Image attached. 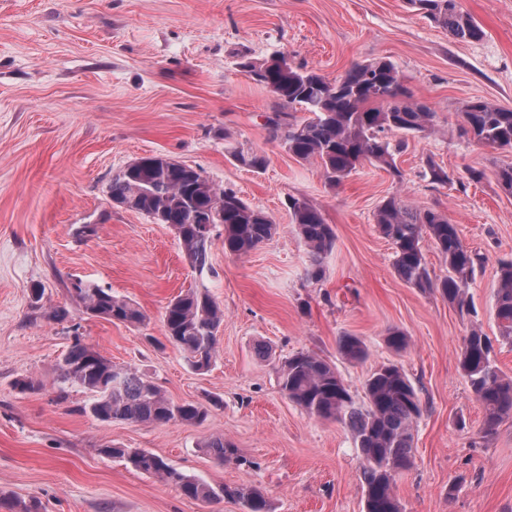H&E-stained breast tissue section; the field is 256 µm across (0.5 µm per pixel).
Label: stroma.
I'll list each match as a JSON object with an SVG mask.
<instances>
[{
    "label": "stroma",
    "instance_id": "stroma-1",
    "mask_svg": "<svg viewBox=\"0 0 512 512\" xmlns=\"http://www.w3.org/2000/svg\"><path fill=\"white\" fill-rule=\"evenodd\" d=\"M461 5L482 40L453 38L408 0H0V494L13 512H240L227 499L182 496L105 456L108 444L154 453L214 485L258 488L275 512H363L348 428L309 416L280 390L278 366L300 350L333 362L359 402L369 373L387 361L418 389L415 461L396 484L404 512H512V418L483 437V410L459 366L476 326L512 377V346L492 309L499 262L512 257V195L496 171L512 152L470 144L458 131L468 101L512 107V0ZM275 53L331 79L387 58L441 131L409 138L396 158L403 179L363 164L329 189L320 167L281 148L263 120L278 100L237 67L241 56ZM228 132L233 144L264 153L267 167L239 165L224 148ZM157 154L201 168L266 211L276 235L242 256L226 254L216 236L217 276L200 281L167 225L109 201L113 173ZM430 159L448 185L422 179ZM291 195L336 232L317 283L306 278ZM392 195L445 211L482 255L467 290L472 313L395 274L392 246L373 221ZM87 224L94 234L81 235ZM75 278L132 301L145 324L84 314L69 292ZM203 284L224 323L215 362L198 372L166 340L163 313L170 298ZM58 307L66 321L51 319ZM394 328L409 336L406 351L387 347ZM345 334L365 342L366 359H341ZM77 338L175 402L223 404L199 425L98 420L84 411L89 393L55 369ZM20 379L33 389H16ZM216 434L240 460L207 453L203 443Z\"/></svg>",
    "mask_w": 512,
    "mask_h": 512
}]
</instances>
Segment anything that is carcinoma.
Returning a JSON list of instances; mask_svg holds the SVG:
<instances>
[{
  "instance_id": "cac0c4a2",
  "label": "carcinoma",
  "mask_w": 512,
  "mask_h": 512,
  "mask_svg": "<svg viewBox=\"0 0 512 512\" xmlns=\"http://www.w3.org/2000/svg\"><path fill=\"white\" fill-rule=\"evenodd\" d=\"M409 3L457 39L478 41L484 37L481 26L461 8L459 0ZM238 67L287 108L266 116V125L282 149L317 163L331 188L342 184L364 161L402 178L395 156L404 143L394 141L393 136H427L437 129L436 112L411 99L397 67L384 57L356 64L334 79L313 67L294 65L283 54L261 60L246 57ZM299 112L309 117L300 118ZM459 117V133L466 141L512 150V109L476 100L466 103ZM230 154L241 166L256 171L268 163L265 154L252 149L232 147ZM422 175L432 185L444 186L449 181L448 172L431 159ZM108 195L115 207L167 225L201 276L214 274L210 250L217 227H224V253L234 256L247 254L277 230L267 212L215 185L202 170L166 155L129 163L112 175ZM288 212L297 238L309 253L307 278L319 282L326 273L324 261L336 245L335 230L318 208L302 199L288 197ZM374 224L392 245V266L402 281L422 291H436L459 311L470 312L467 289L482 260L463 245L457 225L445 212L413 206L392 195L377 207ZM425 236L447 265V274L440 279L430 275L421 249ZM71 287L84 313L91 317L131 326L146 319L134 303L112 294L110 288L80 278L73 280ZM492 308L500 336L512 344V259L499 262ZM223 322L224 308L204 285L170 299L163 314L166 338L187 354L197 371L210 368ZM385 343L399 353L408 348L409 337L393 330ZM337 350L347 360L361 361L368 355L364 341L349 334L338 338ZM492 350L490 338L473 328L463 338L459 360L462 375L483 409L486 437L504 418L512 417V377L500 371ZM56 367L64 381L91 394L83 411L104 422L200 425L208 416L205 405L172 401L135 369L112 363L78 338ZM278 374L280 389L289 401L315 418L340 422L351 431L360 458L363 512H403L395 490L396 477L414 465V428L423 405L402 367L394 362L378 366L364 383L366 402L362 405L351 395L335 365L315 352L302 350L291 355ZM205 448L221 462L237 457V448L222 435L209 437ZM101 453L177 486L186 498H229L237 501L243 512H272L270 502L254 488L212 485L183 474L151 452L106 445Z\"/></svg>"
}]
</instances>
